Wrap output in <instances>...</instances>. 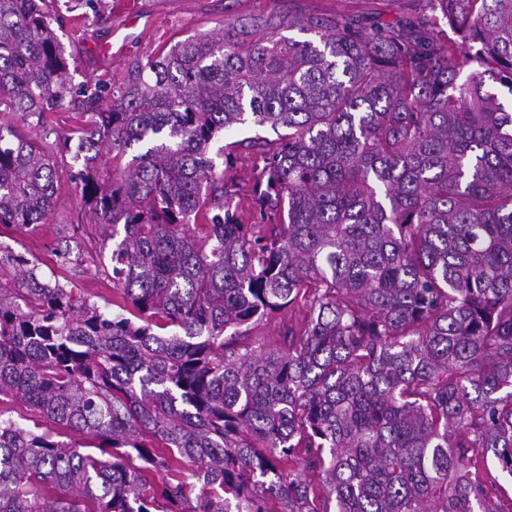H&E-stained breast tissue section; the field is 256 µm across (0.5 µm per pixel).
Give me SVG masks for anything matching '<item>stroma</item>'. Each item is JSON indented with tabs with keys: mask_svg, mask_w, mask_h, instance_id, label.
Listing matches in <instances>:
<instances>
[{
	"mask_svg": "<svg viewBox=\"0 0 512 512\" xmlns=\"http://www.w3.org/2000/svg\"><path fill=\"white\" fill-rule=\"evenodd\" d=\"M111 2L112 17L105 23H78L71 13L61 15V39L76 60L74 83H121L134 62L196 34L219 33L228 27L259 33L293 17L339 13L386 22L415 7L413 0H138L140 11L131 18L123 0ZM106 43L111 44L113 57L89 54V47ZM252 135V130L241 129L220 140L233 158L226 179L235 193L239 219L245 224L262 221L254 188L264 166L263 157L242 145L243 139ZM71 238L81 239L82 249L72 254L70 263H60L54 252ZM101 240L91 214L67 185L62 188V204L48 223L28 228L0 225V243L33 258L40 277L59 281L102 305L112 301L113 285L100 256Z\"/></svg>",
	"mask_w": 512,
	"mask_h": 512,
	"instance_id": "stroma-1",
	"label": "stroma"
}]
</instances>
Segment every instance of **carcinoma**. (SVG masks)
<instances>
[{"mask_svg": "<svg viewBox=\"0 0 512 512\" xmlns=\"http://www.w3.org/2000/svg\"><path fill=\"white\" fill-rule=\"evenodd\" d=\"M59 2L0 0V114L42 130L0 121V224L47 223L68 168L128 316L0 244V402L29 410L0 409V512H512V0L198 34L112 87L73 84ZM248 123L279 135L269 227L210 154ZM80 99L81 98H77L72 102H70V99H67L63 109L60 112H53L49 117V120L53 122L54 128L58 131L59 135H63L65 132L73 129L74 125L78 122L75 118L78 117V113L83 110ZM300 309L295 308L294 311L285 310L282 314L277 315L271 321H262L253 331V336H257V338L265 341L267 343L273 342L277 338V331L279 326L283 322H288V318L292 316V318L300 316Z\"/></svg>", "mask_w": 512, "mask_h": 512, "instance_id": "carcinoma-1", "label": "carcinoma"}]
</instances>
